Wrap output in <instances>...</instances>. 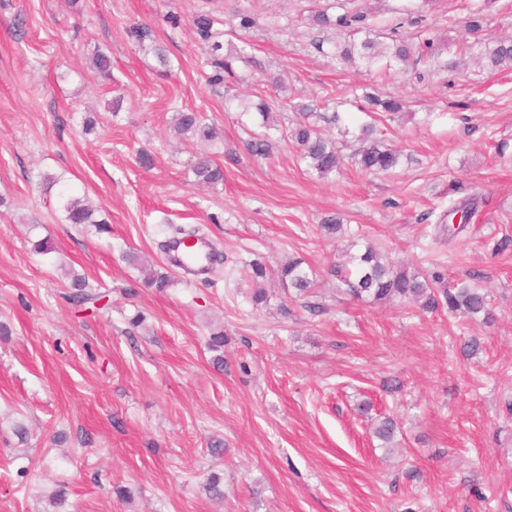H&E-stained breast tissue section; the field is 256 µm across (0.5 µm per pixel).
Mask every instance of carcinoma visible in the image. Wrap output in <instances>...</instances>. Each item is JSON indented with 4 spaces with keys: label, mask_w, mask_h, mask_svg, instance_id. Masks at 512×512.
Segmentation results:
<instances>
[{
    "label": "carcinoma",
    "mask_w": 512,
    "mask_h": 512,
    "mask_svg": "<svg viewBox=\"0 0 512 512\" xmlns=\"http://www.w3.org/2000/svg\"><path fill=\"white\" fill-rule=\"evenodd\" d=\"M352 2L354 0H339L341 12L334 16L326 12L314 16V21L321 27L345 28L362 35L358 41L333 47V54L343 64L350 65L361 60L387 74L414 57L418 60L427 58L441 70H453L457 67V61L448 60V53L451 52L456 56L476 57L492 70L512 69V39H482L453 47L438 39L433 28L427 27L420 31L415 44L395 38L392 44L385 46L371 38V23L364 12L347 9V5ZM218 24V19L207 13L196 16L193 21L198 41L212 52L215 70L209 81L215 84L224 81V74L232 73L234 61L232 56H219L223 45L218 41ZM362 101L359 110L368 114L382 112L395 115L404 110L402 100L394 97L381 98L366 93ZM295 109L303 115V120L287 130L286 136L300 149L301 158L323 177L340 172L344 165L341 150L321 132L316 123L308 121V117L314 115L315 108L310 104H299ZM175 122L182 135L204 139L212 137L210 127L198 111H180L176 113ZM374 133L372 122L360 127L358 141L361 147L353 154V160L366 173H390L400 165L404 154L374 138ZM193 174L197 182L205 184H215L224 179L223 169L207 160L198 162ZM59 200L69 223H95L91 207L73 195L68 186L60 187ZM331 274L339 277L347 287V292L357 299L367 298L375 303L393 300L410 302L423 313H434L446 308L452 314L469 317L491 314L488 294L484 289L466 282L450 286L445 275L440 272L428 276L410 266H395L372 244L366 245L362 253L349 257L347 265L331 269ZM276 276L282 288L291 289L298 296H305L315 288L314 279L297 258L281 264L276 270ZM70 288L67 298L73 303L95 300V296L87 289L85 278L79 275L71 278ZM394 431V422L384 418L376 425L375 436L387 448L392 442Z\"/></svg>",
    "instance_id": "1"
}]
</instances>
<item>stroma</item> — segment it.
I'll return each mask as SVG.
<instances>
[{"mask_svg": "<svg viewBox=\"0 0 512 512\" xmlns=\"http://www.w3.org/2000/svg\"><path fill=\"white\" fill-rule=\"evenodd\" d=\"M334 2L0 0V512H512V244L499 246L512 240V70L422 61L419 82L342 64L328 48L345 30L313 22ZM405 3L358 0L383 43L428 26L452 44L512 36V0H433L420 16ZM478 6L476 34L466 17ZM203 13L220 20L224 53L251 58L216 85L193 26ZM137 26L149 40L132 37ZM97 53L108 74L92 67ZM362 86L406 100L377 130L407 157L387 175L349 164L319 177L285 136L295 106L338 105L341 124L320 128L349 155L364 117L348 99ZM258 97L290 107L263 129L238 108ZM186 109L215 140L175 132ZM259 133L263 158L247 148ZM203 159L222 182L195 180ZM56 176L95 224L66 221ZM472 195L466 230L439 238L436 214ZM336 213L331 237L322 221ZM180 230L215 245L207 280L166 264ZM43 238L53 253L34 251ZM365 243L478 284L492 321L353 299L329 269ZM291 258L312 272V300L271 275L255 304L252 262ZM149 272L170 287H146ZM75 274L97 302H68ZM471 336L481 349L466 357ZM390 379L399 388L385 390ZM383 417L397 423L389 451L373 435ZM213 474L223 499L206 489ZM60 487L64 502L50 503Z\"/></svg>", "mask_w": 512, "mask_h": 512, "instance_id": "1", "label": "stroma"}]
</instances>
